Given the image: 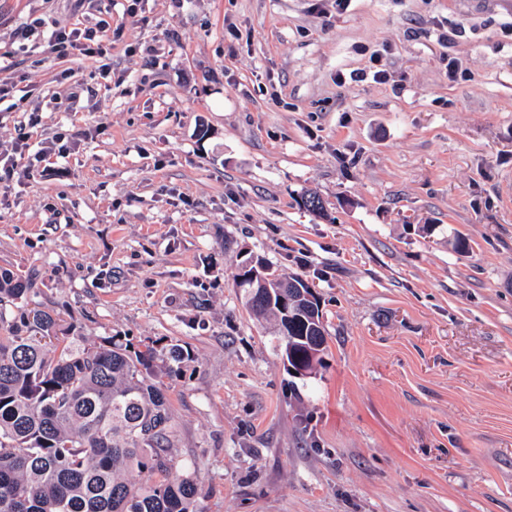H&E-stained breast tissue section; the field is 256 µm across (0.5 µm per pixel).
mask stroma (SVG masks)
Segmentation results:
<instances>
[{"label": "stroma", "instance_id": "35a3bbf8", "mask_svg": "<svg viewBox=\"0 0 512 512\" xmlns=\"http://www.w3.org/2000/svg\"><path fill=\"white\" fill-rule=\"evenodd\" d=\"M127 6L86 58L16 36L95 24L73 0H0V267L189 350L157 379L202 512H512V0ZM253 256L320 300L309 376L244 305Z\"/></svg>", "mask_w": 512, "mask_h": 512}]
</instances>
